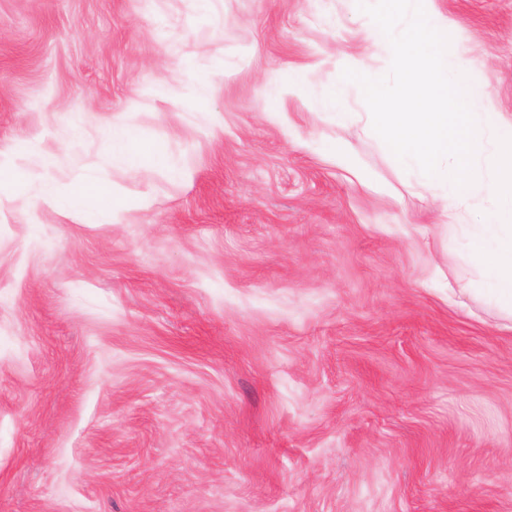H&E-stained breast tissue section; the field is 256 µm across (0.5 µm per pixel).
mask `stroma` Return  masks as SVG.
Wrapping results in <instances>:
<instances>
[{
	"instance_id": "obj_1",
	"label": "stroma",
	"mask_w": 512,
	"mask_h": 512,
	"mask_svg": "<svg viewBox=\"0 0 512 512\" xmlns=\"http://www.w3.org/2000/svg\"><path fill=\"white\" fill-rule=\"evenodd\" d=\"M512 119V0H437ZM356 0H0V512H512V332L345 85ZM308 97L268 118L272 83ZM192 81L169 102L156 85ZM130 121L171 170L111 148ZM56 164L40 179V153ZM122 187L120 223L51 191ZM103 196L112 198V218L118 219L129 207L128 194L119 188L110 186L91 178L72 184L68 193L60 195L54 192L50 203L55 205L66 216L82 219L85 224L96 223L98 217V201Z\"/></svg>"
}]
</instances>
